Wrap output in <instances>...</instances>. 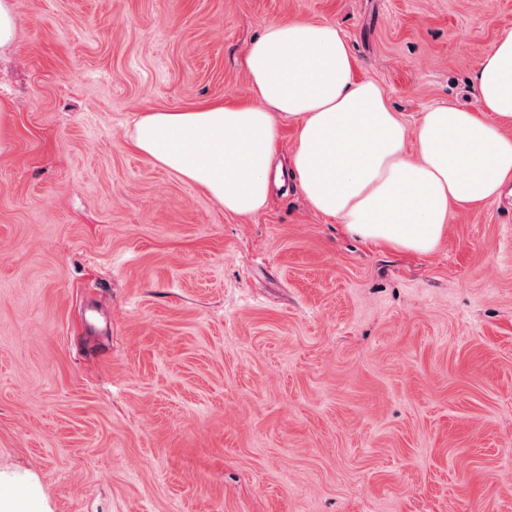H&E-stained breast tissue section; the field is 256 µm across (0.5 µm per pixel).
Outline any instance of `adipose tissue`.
I'll list each match as a JSON object with an SVG mask.
<instances>
[{"label":"adipose tissue","mask_w":512,"mask_h":512,"mask_svg":"<svg viewBox=\"0 0 512 512\" xmlns=\"http://www.w3.org/2000/svg\"><path fill=\"white\" fill-rule=\"evenodd\" d=\"M252 96L139 113L129 143L146 161L205 190L225 213L263 211L293 184L314 211L351 237L427 254L455 209L486 205L512 184V30L472 78V112L441 104L408 128L381 88L356 79L336 25L273 21L246 57ZM294 126L287 167L281 131Z\"/></svg>","instance_id":"ef3b65f1"}]
</instances>
